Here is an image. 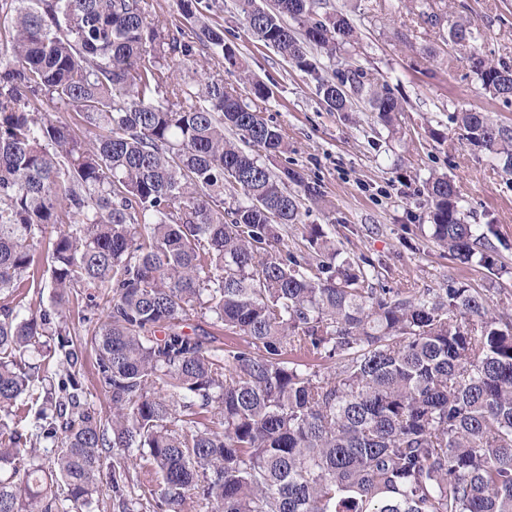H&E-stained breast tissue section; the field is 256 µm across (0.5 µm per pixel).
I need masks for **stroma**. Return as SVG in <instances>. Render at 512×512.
Wrapping results in <instances>:
<instances>
[{
  "label": "stroma",
  "mask_w": 512,
  "mask_h": 512,
  "mask_svg": "<svg viewBox=\"0 0 512 512\" xmlns=\"http://www.w3.org/2000/svg\"><path fill=\"white\" fill-rule=\"evenodd\" d=\"M234 3L212 0L209 15L223 26L225 42L237 46L249 70L273 90L269 98L249 100L288 140L287 154L271 165L300 171L330 203L310 207L302 223L289 225L284 245L304 253L306 226L319 224L341 257L378 262L374 287L437 293L470 288L494 310L512 315V173L466 141L453 119L479 108L512 126V99L485 94L469 54L448 41L452 23L471 20L481 31L472 52L512 65V0H441L447 16L437 27L423 23L413 0H327L358 32L337 68L388 82L403 100L394 135L364 101H356L349 118L329 111L316 81L256 41ZM434 173L454 180L468 223L495 226L489 238L499 259L495 269L460 263L431 240L421 190Z\"/></svg>",
  "instance_id": "35a3bbf8"
}]
</instances>
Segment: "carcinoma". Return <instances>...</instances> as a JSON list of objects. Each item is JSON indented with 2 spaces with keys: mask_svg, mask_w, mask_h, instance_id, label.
<instances>
[{
  "mask_svg": "<svg viewBox=\"0 0 512 512\" xmlns=\"http://www.w3.org/2000/svg\"><path fill=\"white\" fill-rule=\"evenodd\" d=\"M201 3L177 0L188 40L147 0H11L0 50V293L12 296L0 308V468L18 479L0 481V512H84L113 448L139 450L160 475L153 512H181L188 492L211 512H512V318L469 288H375L373 261H337L318 224L311 257L281 248L282 230L324 194L249 151L277 157L288 142L227 86L236 73L254 97L269 95ZM325 7L236 3L258 42L317 80L330 110L365 98L393 126L403 104L388 83L357 69L319 74L310 50L333 59L356 38L347 15ZM435 7L416 0L433 26ZM477 34L456 22L449 42L467 48ZM207 51L224 73L177 76ZM470 59L484 90L512 98V66ZM456 121L512 172V127L476 109ZM425 190L436 244L496 267L479 249L493 229L465 221L454 181L437 175ZM25 287L54 289L55 307L32 309ZM81 295L84 340L63 320ZM196 312L241 342L185 332ZM42 336L60 360L39 376L25 354ZM84 349L107 418L84 395ZM19 400L36 406L30 429L13 413ZM47 441L55 449L26 454ZM129 481L128 465L112 466L119 512H131Z\"/></svg>",
  "mask_w": 512,
  "mask_h": 512,
  "instance_id": "1",
  "label": "carcinoma"
}]
</instances>
